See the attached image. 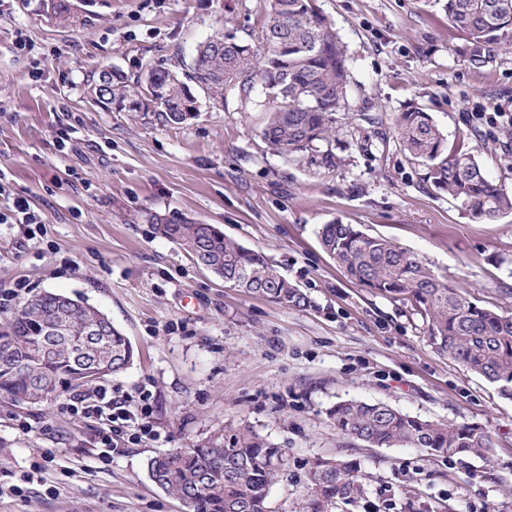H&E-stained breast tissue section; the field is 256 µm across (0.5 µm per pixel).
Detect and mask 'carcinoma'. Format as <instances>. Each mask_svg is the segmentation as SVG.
<instances>
[{
  "mask_svg": "<svg viewBox=\"0 0 512 512\" xmlns=\"http://www.w3.org/2000/svg\"><path fill=\"white\" fill-rule=\"evenodd\" d=\"M450 24L478 45L512 34V0H446ZM159 101V118L180 125L198 111L196 90L215 103L230 93L247 98L256 86L279 101L264 129L272 151L292 160L320 155L335 167L340 158L330 143L336 114L343 110L349 83L346 50L315 0H270L259 45L230 32H216L198 46L190 83L173 71L145 66ZM100 103L117 112H150V100L118 69L103 71ZM396 129L403 149L428 166V181L458 199L473 215L494 221L512 212V194L489 179L458 145L448 148L431 117L401 112ZM197 265L208 268L240 291L262 296L285 308L310 306L309 297L289 282L262 254L249 250L211 224L152 225ZM320 242L346 275L368 291L410 304L426 326L433 348L495 384L512 398V316L471 301L436 276L415 255L390 241L372 237L352 224L323 225ZM69 323L65 336L48 333L58 320ZM98 308L44 292L27 299L0 324V398L43 403L124 370L133 348L113 325L105 335L89 336ZM336 431L378 448H424L432 453L480 455L489 448L477 428L444 425L412 416L384 403L340 400L329 408ZM287 448L242 434L224 445V434L196 448H175L150 458L149 476L161 490L191 500L193 512H273L271 488L288 471ZM310 495L299 512H324L338 501L350 502L364 491V477L343 458H318L309 467Z\"/></svg>",
  "mask_w": 512,
  "mask_h": 512,
  "instance_id": "carcinoma-1",
  "label": "carcinoma"
}]
</instances>
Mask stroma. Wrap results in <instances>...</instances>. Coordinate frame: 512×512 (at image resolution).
<instances>
[{
	"mask_svg": "<svg viewBox=\"0 0 512 512\" xmlns=\"http://www.w3.org/2000/svg\"><path fill=\"white\" fill-rule=\"evenodd\" d=\"M269 2L66 0L62 14L54 0H12L0 15V210L22 196L43 221L33 236L0 224V289L23 281L105 312L134 349L105 382L129 410L148 403L150 428L104 463L98 423L66 412V397L0 399V485L49 467L23 496H0V512H183L150 480L148 459L245 430L291 452L273 512H294L311 463L333 455L361 468L366 494L332 512H512V400L440 356L409 304L351 282L319 242L324 224L356 225L512 315V214L482 221L436 191L395 127L398 113L427 112L512 191L511 45H488L475 64L443 0H317L349 56L337 168L268 147L277 102L260 89L220 105L200 95L196 116L172 126L89 96L106 67L188 74L219 30L257 42ZM160 219L212 224L262 252L311 307L225 286L153 234ZM350 398L477 427L492 449L448 458L368 446L329 418Z\"/></svg>",
	"mask_w": 512,
	"mask_h": 512,
	"instance_id": "obj_1",
	"label": "stroma"
}]
</instances>
